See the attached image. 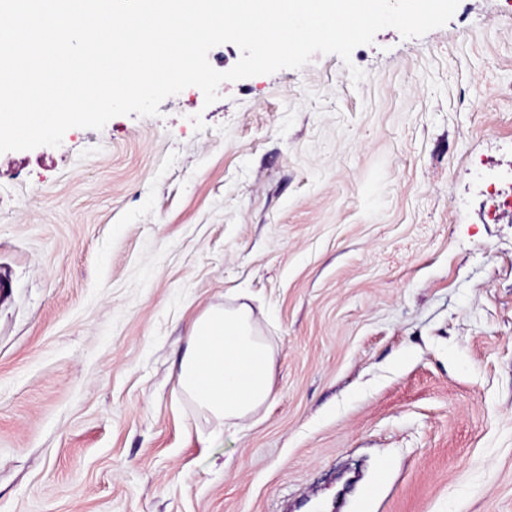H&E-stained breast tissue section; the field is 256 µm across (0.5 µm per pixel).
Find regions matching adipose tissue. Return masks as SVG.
<instances>
[{"label":"adipose tissue","instance_id":"obj_1","mask_svg":"<svg viewBox=\"0 0 512 512\" xmlns=\"http://www.w3.org/2000/svg\"><path fill=\"white\" fill-rule=\"evenodd\" d=\"M174 372L180 389L218 422L217 441L223 424L245 419L273 394L271 353L244 305L204 311L191 325Z\"/></svg>","mask_w":512,"mask_h":512}]
</instances>
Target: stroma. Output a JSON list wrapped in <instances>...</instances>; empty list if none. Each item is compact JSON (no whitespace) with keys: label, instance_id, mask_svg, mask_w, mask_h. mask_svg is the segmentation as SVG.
I'll return each instance as SVG.
<instances>
[{"label":"stroma","instance_id":"stroma-1","mask_svg":"<svg viewBox=\"0 0 512 512\" xmlns=\"http://www.w3.org/2000/svg\"><path fill=\"white\" fill-rule=\"evenodd\" d=\"M219 94L0 154V512H512V0ZM242 305L273 395L218 444L173 363Z\"/></svg>","mask_w":512,"mask_h":512}]
</instances>
